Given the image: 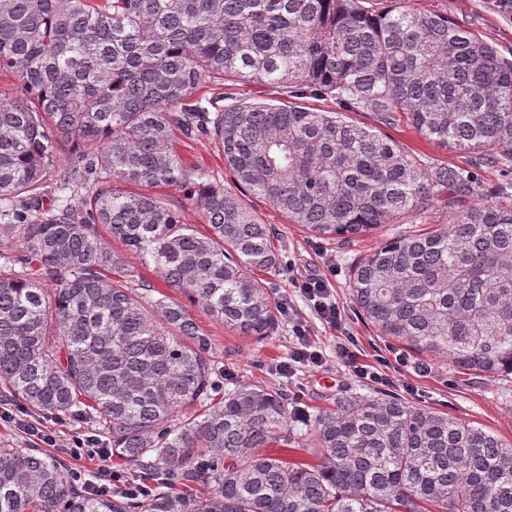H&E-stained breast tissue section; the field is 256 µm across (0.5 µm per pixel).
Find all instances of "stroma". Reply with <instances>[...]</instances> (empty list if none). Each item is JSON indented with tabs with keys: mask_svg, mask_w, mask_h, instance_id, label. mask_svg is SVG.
<instances>
[{
	"mask_svg": "<svg viewBox=\"0 0 512 512\" xmlns=\"http://www.w3.org/2000/svg\"><path fill=\"white\" fill-rule=\"evenodd\" d=\"M411 9L448 14L461 26L478 32L504 55H512V15L498 11L497 0H408ZM393 137L413 154L453 165H464L467 155L422 138L414 130L400 127L390 130ZM243 203L273 233V244L281 260L280 271L265 275L275 302H287L301 317L308 334L322 351L326 365L321 369H297L285 374L284 364L293 350L294 336L288 316H281L279 327L269 337L257 340L238 335L206 316L201 309L192 315L210 337L217 353L219 368L213 376V395L249 382L286 396L290 406L307 416L333 407L339 394H394L403 400L424 405L482 427L512 442V378L475 377L460 374L447 360L417 353L400 342L380 335L368 325L356 308L349 287V270L363 255L387 238L403 232L400 224L386 225L358 239L322 240L310 237L267 201L247 194ZM315 276L329 281L342 316L341 330H333L314 315L304 299L295 292V279ZM351 336L360 359L387 375L381 385L355 377L336 353L337 334ZM42 422L56 439L52 455L75 437L91 435L89 424L66 416L38 415L23 404H12L9 416L0 419V440L17 448H35L39 442L26 434L25 423Z\"/></svg>",
	"mask_w": 512,
	"mask_h": 512,
	"instance_id": "1",
	"label": "stroma"
}]
</instances>
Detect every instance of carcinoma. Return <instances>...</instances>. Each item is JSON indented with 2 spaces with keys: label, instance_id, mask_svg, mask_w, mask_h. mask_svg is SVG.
<instances>
[{
  "label": "carcinoma",
  "instance_id": "cac0c4a2",
  "mask_svg": "<svg viewBox=\"0 0 512 512\" xmlns=\"http://www.w3.org/2000/svg\"><path fill=\"white\" fill-rule=\"evenodd\" d=\"M4 71L21 95L0 99V235L36 265L0 264L4 405L95 426L152 491L100 496L40 449L0 443V512H512V444L394 395L337 397L310 420V462L263 452L294 441L296 413L252 383L213 401L217 356L191 313L256 339L278 326L253 277L278 255L241 190L327 240L416 215L426 227L351 267L355 305L463 374H512V204L471 171L490 158L512 174V60L444 13L360 0H0ZM207 82L287 99L219 108L224 93L195 95ZM401 123L468 166L382 132ZM178 134L211 139L234 188L186 163ZM74 141L97 150L55 167ZM49 180L78 203L44 207ZM126 184L178 189L207 232ZM99 224L191 305L128 287Z\"/></svg>",
  "mask_w": 512,
  "mask_h": 512
}]
</instances>
